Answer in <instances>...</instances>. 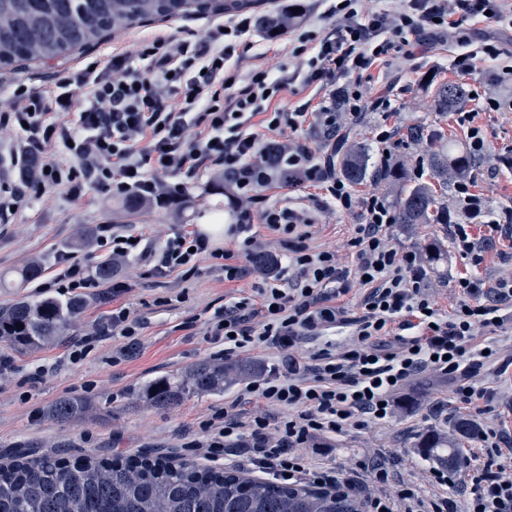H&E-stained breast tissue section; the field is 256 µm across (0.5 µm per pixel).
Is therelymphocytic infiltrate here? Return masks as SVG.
<instances>
[{
	"mask_svg": "<svg viewBox=\"0 0 512 512\" xmlns=\"http://www.w3.org/2000/svg\"><path fill=\"white\" fill-rule=\"evenodd\" d=\"M358 0H334L326 12L334 24L319 30L291 29L295 70L257 66L240 74L234 57L244 49L251 18L231 17L209 28L196 42L179 32L141 41L134 50L88 58L76 74L58 73L40 89L16 85L0 111V128L22 143L10 161L15 183H0V215L11 214L49 190L79 199L92 186L114 197H137L165 207L179 201L180 177L210 167L224 172L238 196L239 209L229 232L238 247H211L209 238L179 232L161 247L155 272H194L210 261L225 280L244 270L233 254L252 256L258 246L254 218L284 237L288 253L275 274L260 282L256 294L214 311L207 338L223 344L225 356L243 349L271 348L284 355L280 367L253 380L249 393L283 412L277 422L244 418L236 405L216 411L220 426L203 441L206 449L232 451L243 468L266 470L276 477L310 479L322 485L338 480L335 469L311 464L300 448L330 439L366 422L391 418L397 394L420 371L430 368L448 377L460 404L474 405L484 393L468 377L474 365L494 360V353L473 348L479 328L503 322L501 306H512V277L486 286L460 278L463 297L451 316L434 308L419 257L397 251L384 229L395 216L385 198L373 194L356 200L349 183L336 172L332 156L318 157L289 144L288 182L309 183L342 209L360 206L364 215L350 239L353 270L336 265L329 251H313L302 218L278 206L253 216L255 177L269 158L254 130L262 117L272 131L297 132L315 118L325 140H332L344 119L362 114L366 94L355 74L408 47L422 33L443 35L470 21L490 20L512 29L506 0H399L397 10L360 13ZM342 81L340 93H328L314 114L287 112L275 100L291 83L304 86ZM50 287L61 295L97 287L87 264L73 255L58 256ZM367 280L370 291L360 315L347 316L335 300L349 291V277ZM140 321L128 308H113L106 326L77 340L71 350L80 359L97 338L121 336L136 341ZM350 329L356 342L326 343L306 355L295 349L303 338L331 329ZM466 512H512V474L485 463L474 471ZM365 496L368 512H452L446 492L452 472L432 471L430 489L391 482L384 465L371 471Z\"/></svg>",
	"mask_w": 512,
	"mask_h": 512,
	"instance_id": "f902f5d3",
	"label": "lymphocytic infiltrate"
}]
</instances>
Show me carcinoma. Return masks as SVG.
<instances>
[{
    "label": "carcinoma",
    "mask_w": 512,
    "mask_h": 512,
    "mask_svg": "<svg viewBox=\"0 0 512 512\" xmlns=\"http://www.w3.org/2000/svg\"><path fill=\"white\" fill-rule=\"evenodd\" d=\"M259 0H0V70L18 63L47 62L77 49L97 45L114 27L183 17L232 14ZM267 33L288 31L291 21L280 12H256ZM469 97L464 85L442 83L434 91V109L452 112ZM412 141L433 144L428 162L443 186L465 177L477 166L467 151L448 141L444 132L412 127ZM342 175L353 184L372 180L398 185L400 168L371 167L361 145L347 146L336 158ZM400 224H446L448 202L431 186H407L396 199ZM84 308L82 298L17 299L0 308V343L23 353L61 337ZM23 329H18V325ZM257 369L223 362L201 361L172 377L158 378L142 394L156 406H177L190 395H217ZM87 408L80 397H63L45 409L47 419L69 422ZM477 435L476 426L458 422L452 433H429L421 447L451 470L466 465L460 445ZM361 501L341 487L256 481L232 468H202L166 454L141 453L112 459L85 455L69 461L54 453L20 452L0 464V512H361Z\"/></svg>",
    "instance_id": "1"
}]
</instances>
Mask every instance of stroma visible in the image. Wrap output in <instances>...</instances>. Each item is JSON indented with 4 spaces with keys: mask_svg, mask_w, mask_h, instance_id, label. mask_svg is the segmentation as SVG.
<instances>
[{
    "mask_svg": "<svg viewBox=\"0 0 512 512\" xmlns=\"http://www.w3.org/2000/svg\"><path fill=\"white\" fill-rule=\"evenodd\" d=\"M166 23H148L107 36L89 52L41 64L0 71V82L25 81L32 87L46 85L61 70L76 71L86 55H107L130 50L144 39L164 32ZM286 38L270 40L254 32L251 46L241 64L242 70L255 66L275 67L288 60ZM457 44L452 40L423 35L415 54H399L375 62L361 72L369 105L361 121L348 123L340 132L349 141L364 145L372 160L380 154L375 136L385 128L395 134V160L401 161L409 181L428 182L432 172L428 165V147L408 139L409 128L439 127L459 145L467 143V129L457 121L455 113L439 114L434 110L433 83L465 84L471 96L464 111L474 113L475 123L486 134L488 150L479 159L473 172L471 189L477 204L466 217L470 232L484 244V261L473 268L454 248L452 225L394 224L387 234L391 244L403 251L416 252L421 260L427 291L436 308L452 313L459 299L460 278L474 276L495 283L512 275V242L490 238L487 226L505 221V208L512 207V109L483 110L486 97L499 94L494 81V63L478 64L469 75L457 72L452 59ZM387 105H379L380 97ZM212 175L202 172L182 175L191 206L177 213L168 208L152 207L136 219L125 221L115 212V199L90 191L77 201L59 193L46 194L28 205L9 223L0 222V273L15 276L32 259L44 262L39 282L26 288H0V308L16 298L41 297L40 282L50 280L56 258L74 252L77 259L97 263L105 255L97 246L73 250L72 243L80 235L95 236L102 224H115L143 234L153 244H160L168 235L179 231L198 230L204 215L221 201L210 195L206 187ZM256 210L272 205L287 206L310 216L316 223L311 240L316 249L335 251L345 257L348 240L356 224L362 223L360 208L349 211L323 202L321 192L313 186L288 187L272 184L257 191ZM438 245L443 258L430 260L431 245ZM236 264L245 267L238 280H225L223 272L201 263L197 272L182 275L176 272L165 277L153 271L154 256H130L119 276L127 285L116 302L100 298L98 290L84 294L86 306L69 326L63 339L20 354L0 344V357L10 358L13 368L0 372V461L26 451L55 452L73 459L84 454L101 457L137 453L170 454L210 467L224 464L223 453L204 458L194 449L195 441L203 439V425L225 402L238 400L243 415L266 412V405L247 391V381L225 388L220 395L192 396L175 407L153 406L141 398L139 391L148 382L203 360L223 361L220 345L206 338L207 320L215 309L223 306L225 297L250 296L260 274L249 259L239 256ZM126 306L141 322L135 346L126 338L109 336L98 343L80 361L70 358L71 346L84 334L107 324L113 304ZM495 342L501 350L499 358L475 373L485 396L480 412L457 407L448 381L433 370H425L411 381L406 390L407 403L381 424L371 423L355 433L323 442L314 449L313 461L350 476L364 475L367 467L385 462L396 479L424 482L434 466L421 442L434 430H451L455 422L468 420L477 428H494L502 437L506 453L500 457L502 466L512 465V320L501 326L479 332L477 345ZM125 357H118L119 349ZM45 374L38 381L27 378L37 366ZM75 396L88 403L83 416L74 422L57 423L43 416L45 408L58 398Z\"/></svg>",
    "mask_w": 512,
    "mask_h": 512,
    "instance_id": "obj_1",
    "label": "stroma"
}]
</instances>
